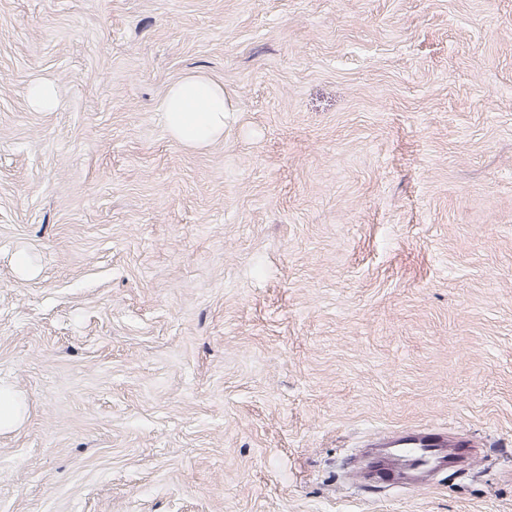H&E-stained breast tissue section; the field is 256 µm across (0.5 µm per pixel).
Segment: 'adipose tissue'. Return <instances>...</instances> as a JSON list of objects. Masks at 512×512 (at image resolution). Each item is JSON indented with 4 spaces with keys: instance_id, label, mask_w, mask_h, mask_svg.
Here are the masks:
<instances>
[{
    "instance_id": "1",
    "label": "adipose tissue",
    "mask_w": 512,
    "mask_h": 512,
    "mask_svg": "<svg viewBox=\"0 0 512 512\" xmlns=\"http://www.w3.org/2000/svg\"><path fill=\"white\" fill-rule=\"evenodd\" d=\"M232 111V101L223 85L200 75L185 77L172 85L164 103L172 136L191 148L221 138Z\"/></svg>"
}]
</instances>
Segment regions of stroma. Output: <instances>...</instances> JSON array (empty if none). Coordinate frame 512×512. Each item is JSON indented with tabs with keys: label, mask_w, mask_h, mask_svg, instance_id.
Segmentation results:
<instances>
[{
	"label": "stroma",
	"mask_w": 512,
	"mask_h": 512,
	"mask_svg": "<svg viewBox=\"0 0 512 512\" xmlns=\"http://www.w3.org/2000/svg\"><path fill=\"white\" fill-rule=\"evenodd\" d=\"M0 383V512H512V0H0ZM164 112L172 136L186 147L197 148L224 136L234 108L224 85L191 75L168 90ZM31 103L40 109L53 108L58 104L54 87L49 83H40L32 86L29 90ZM24 405L17 393L0 383V430L14 428L22 419ZM381 454L375 462L379 480L398 485L403 480L417 483L448 467L452 457H467L473 448L471 441L439 433L404 431L383 435L376 441ZM448 448H451L449 452Z\"/></svg>",
	"instance_id": "1"
}]
</instances>
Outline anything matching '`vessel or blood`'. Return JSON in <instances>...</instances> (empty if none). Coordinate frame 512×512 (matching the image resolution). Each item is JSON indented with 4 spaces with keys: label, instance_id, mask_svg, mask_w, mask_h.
<instances>
[{
    "label": "vessel or blood",
    "instance_id": "vessel-or-blood-1",
    "mask_svg": "<svg viewBox=\"0 0 512 512\" xmlns=\"http://www.w3.org/2000/svg\"><path fill=\"white\" fill-rule=\"evenodd\" d=\"M375 467L378 478L397 485L418 482L447 468L451 458L461 456L464 440L439 433L404 431L381 436Z\"/></svg>",
    "mask_w": 512,
    "mask_h": 512
}]
</instances>
